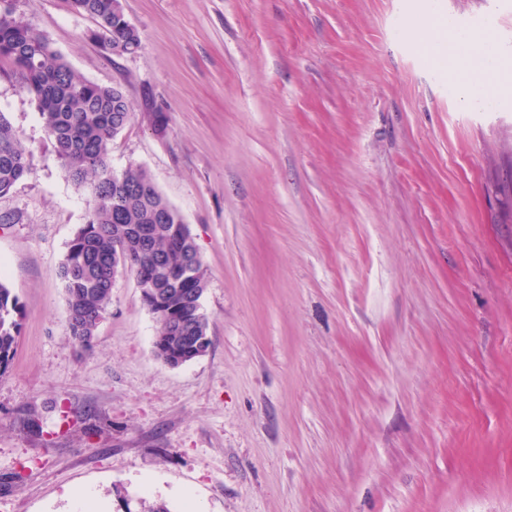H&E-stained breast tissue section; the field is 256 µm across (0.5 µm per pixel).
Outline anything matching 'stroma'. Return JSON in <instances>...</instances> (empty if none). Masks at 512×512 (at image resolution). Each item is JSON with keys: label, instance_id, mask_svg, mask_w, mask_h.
<instances>
[{"label": "stroma", "instance_id": "stroma-1", "mask_svg": "<svg viewBox=\"0 0 512 512\" xmlns=\"http://www.w3.org/2000/svg\"><path fill=\"white\" fill-rule=\"evenodd\" d=\"M118 56L68 0L17 13L121 86L145 168L207 269L209 351L178 367L132 274L91 350L57 276L89 197L0 62L33 173L0 196L25 306L0 376V512H512V91L420 52L446 20L512 66V0H122ZM162 110L157 132L151 112ZM445 27L446 24L444 23L436 26L420 27L413 31L412 38L419 48L441 60L445 56L447 46L442 37Z\"/></svg>", "mask_w": 512, "mask_h": 512}]
</instances>
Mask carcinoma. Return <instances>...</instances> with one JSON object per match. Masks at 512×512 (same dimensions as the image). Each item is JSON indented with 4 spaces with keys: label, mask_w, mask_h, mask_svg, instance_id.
Here are the masks:
<instances>
[{
    "label": "carcinoma",
    "mask_w": 512,
    "mask_h": 512,
    "mask_svg": "<svg viewBox=\"0 0 512 512\" xmlns=\"http://www.w3.org/2000/svg\"><path fill=\"white\" fill-rule=\"evenodd\" d=\"M13 2L0 0V60L12 64L19 93L35 103L66 179L90 196L87 220L68 242L59 267L69 337L83 349L92 347L123 264L156 321V356L174 367L201 357L210 348L201 305L208 278L194 238L148 171L112 169V140L133 118L129 102L117 88L78 77L16 14ZM71 5L96 20L105 49H141L140 33L128 28L118 0ZM31 174L30 150L0 112V194ZM23 316L20 298L0 281V375L10 367Z\"/></svg>",
    "instance_id": "cac0c4a2"
}]
</instances>
